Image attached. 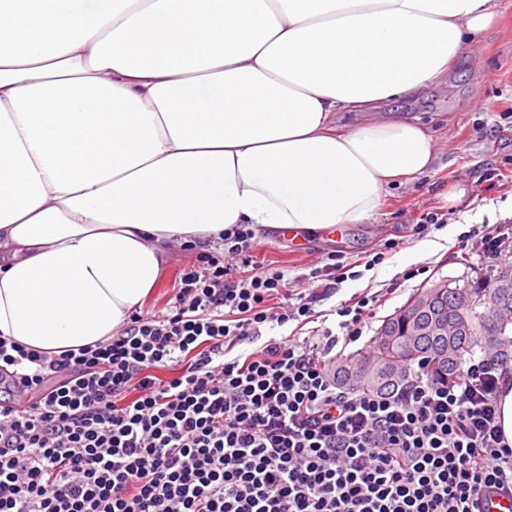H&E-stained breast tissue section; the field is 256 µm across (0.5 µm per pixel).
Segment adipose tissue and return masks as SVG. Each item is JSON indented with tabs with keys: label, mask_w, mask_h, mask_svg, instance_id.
Returning a JSON list of instances; mask_svg holds the SVG:
<instances>
[{
	"label": "adipose tissue",
	"mask_w": 512,
	"mask_h": 512,
	"mask_svg": "<svg viewBox=\"0 0 512 512\" xmlns=\"http://www.w3.org/2000/svg\"><path fill=\"white\" fill-rule=\"evenodd\" d=\"M144 2L0 5L34 34L0 47V336L52 355L111 338L173 248L368 220L434 139L337 117L438 82L497 18L495 0Z\"/></svg>",
	"instance_id": "ef3b65f1"
}]
</instances>
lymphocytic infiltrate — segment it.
Segmentation results:
<instances>
[{"instance_id": "1", "label": "lymphocytic infiltrate", "mask_w": 512, "mask_h": 512, "mask_svg": "<svg viewBox=\"0 0 512 512\" xmlns=\"http://www.w3.org/2000/svg\"><path fill=\"white\" fill-rule=\"evenodd\" d=\"M257 248L245 226L225 231L167 313L132 311L109 340L56 356L0 339V386L29 395L0 402V512H476L512 492L507 350L468 355L455 380L418 361L349 388L335 349L361 337L366 302L319 337L259 339L311 317L349 266L312 269L293 296Z\"/></svg>"}]
</instances>
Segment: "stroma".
<instances>
[{
	"label": "stroma",
	"mask_w": 512,
	"mask_h": 512,
	"mask_svg": "<svg viewBox=\"0 0 512 512\" xmlns=\"http://www.w3.org/2000/svg\"><path fill=\"white\" fill-rule=\"evenodd\" d=\"M498 11L497 23L473 36L438 83L398 102L380 103L373 111L340 116L337 127L342 131L368 121L420 118L434 138L437 161L417 180L391 186L364 223L294 237L275 229L260 233L259 261L283 272L298 293L306 290L309 272L328 253L342 256L347 264L384 255L359 279L346 280L331 297L315 303L312 322L266 328L263 336H309L335 323L332 311L340 303L377 293L381 301L368 327L349 346L350 351H364L385 317L418 289L448 277H469L477 270L499 271L500 261L483 253L478 240L469 236L483 224L512 225V0H498ZM427 212L447 214V224L416 232L421 214ZM196 256L193 249L171 251L143 308L166 312L176 276L194 264ZM414 266L420 267V275L404 279V272Z\"/></svg>",
	"instance_id": "obj_1"
}]
</instances>
